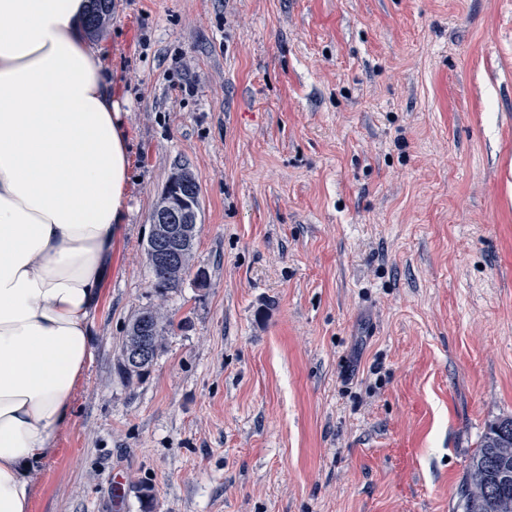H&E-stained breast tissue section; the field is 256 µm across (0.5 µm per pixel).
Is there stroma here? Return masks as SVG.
I'll use <instances>...</instances> for the list:
<instances>
[{
	"label": "stroma",
	"instance_id": "stroma-1",
	"mask_svg": "<svg viewBox=\"0 0 512 512\" xmlns=\"http://www.w3.org/2000/svg\"><path fill=\"white\" fill-rule=\"evenodd\" d=\"M128 214L31 512H462L512 416V0H112ZM193 270L149 373L170 177ZM186 175L183 172L173 174L169 185L151 217L152 234L148 239L147 252L152 264L165 268L169 272L179 273L187 262L189 247L196 236L198 210L191 202L181 197L177 192V183ZM149 264V271L156 293L161 303L138 309L130 318L125 336L122 338L120 356L115 366L116 372L130 385L134 380H140L152 367L153 363L164 348L167 334L173 330L174 322L163 311V301L169 293L182 288L191 267L186 266L183 273L171 277L164 269ZM145 316H150L155 328V336L150 343L149 362L141 370L130 371L122 362V352L132 345L137 338L139 324ZM148 318L141 324L138 340L152 334V326Z\"/></svg>",
	"mask_w": 512,
	"mask_h": 512
}]
</instances>
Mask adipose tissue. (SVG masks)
<instances>
[{
    "label": "adipose tissue",
    "instance_id": "ef3b65f1",
    "mask_svg": "<svg viewBox=\"0 0 512 512\" xmlns=\"http://www.w3.org/2000/svg\"><path fill=\"white\" fill-rule=\"evenodd\" d=\"M89 0H0V512H30L91 359L128 133Z\"/></svg>",
    "mask_w": 512,
    "mask_h": 512
}]
</instances>
